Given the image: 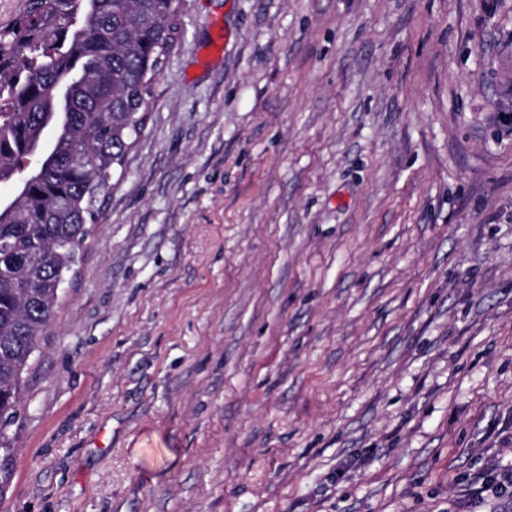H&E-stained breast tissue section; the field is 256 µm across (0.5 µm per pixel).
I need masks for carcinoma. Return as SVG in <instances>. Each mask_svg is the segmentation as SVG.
<instances>
[{
    "label": "carcinoma",
    "instance_id": "cac0c4a2",
    "mask_svg": "<svg viewBox=\"0 0 512 512\" xmlns=\"http://www.w3.org/2000/svg\"><path fill=\"white\" fill-rule=\"evenodd\" d=\"M183 0H26L0 27V450L8 460L32 355L104 214V191L145 127ZM45 145L36 158L31 147ZM90 153L85 167L70 164Z\"/></svg>",
    "mask_w": 512,
    "mask_h": 512
}]
</instances>
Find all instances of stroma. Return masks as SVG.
Instances as JSON below:
<instances>
[{"label": "stroma", "instance_id": "1", "mask_svg": "<svg viewBox=\"0 0 512 512\" xmlns=\"http://www.w3.org/2000/svg\"><path fill=\"white\" fill-rule=\"evenodd\" d=\"M508 114L512 0H183L0 512H512ZM471 491L484 492L487 490L495 491L500 495H507L512 498V471L511 472H497L494 469H488L477 478L474 482L470 483Z\"/></svg>", "mask_w": 512, "mask_h": 512}]
</instances>
